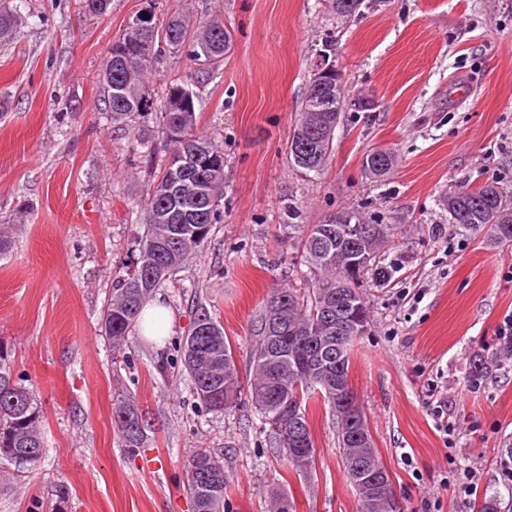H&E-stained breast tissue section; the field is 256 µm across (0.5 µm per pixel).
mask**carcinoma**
Here are the masks:
<instances>
[{
	"label": "carcinoma",
	"instance_id": "1",
	"mask_svg": "<svg viewBox=\"0 0 512 512\" xmlns=\"http://www.w3.org/2000/svg\"><path fill=\"white\" fill-rule=\"evenodd\" d=\"M109 0H79V11L87 17H100ZM157 33L123 30L122 41L140 45L143 56L128 61L108 48L102 69L105 111L114 122H129L146 107L145 81L155 73L158 59L167 53L179 54L195 72L204 74L196 80L192 104L187 108L168 109L171 92L186 88L179 77L166 80L161 118L167 138L174 144L169 158L161 166L143 200L139 221L144 233L138 242L139 258L112 282V292L103 310L102 333L112 342V350L123 352L138 327L141 310L149 295L166 275L176 270L193 253L204 248L214 224L219 220L218 201L224 196V150L205 132L197 130L196 102L200 88L208 85L224 66L226 39L232 38L224 21L218 17L194 20L176 8L163 17L154 18ZM19 18L10 9L0 8V37L16 33ZM334 99L328 86L311 77L306 88L303 108L294 133H312L310 141L313 166L304 168L295 161L293 149L287 148L291 166L300 173L317 172L333 149L336 114L344 104L341 76L334 78ZM186 140L206 144L212 162L195 173L178 177L172 173L175 158ZM396 163L390 148L376 149L365 156L363 169L373 179L386 175ZM201 182L213 203L203 221H191L179 210L180 201L191 192L192 184ZM453 223L473 230L485 229L497 244L512 243V195L497 183L478 188H455L443 198ZM387 228L371 224L360 213L344 211L331 216L324 224H313L298 242V250L308 268L312 289L302 298L291 287L277 288L264 304L256 328L257 340L250 353V372L242 376L234 348L224 328L204 308L197 310L194 321L180 345V360L192 381L193 393L209 412L226 413L237 407L242 391L249 393L263 429L277 447L286 453L295 470L309 472L315 465L316 446L309 428L310 405L323 402L332 406L331 396L319 393L325 375L341 376L349 385L350 355L341 366L321 359L313 343L320 336H333L336 327L324 319V309L336 307V278H348L350 293L356 294L362 321L369 323V311L359 291L361 278L369 277L379 287L387 285L398 265L387 256ZM298 405L303 423L307 451L293 452L291 432L283 428L285 402ZM337 418V440L342 462L356 453L343 438L346 420ZM112 419L120 433L122 447L128 453L142 447L145 425L129 399L113 403ZM40 410L34 391L14 382L13 364L8 350L0 348V461L18 466H36L43 452ZM227 476L224 464L211 452L199 448L189 459L187 492L194 512H221Z\"/></svg>",
	"mask_w": 512,
	"mask_h": 512
}]
</instances>
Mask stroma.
Here are the masks:
<instances>
[{
  "label": "stroma",
  "instance_id": "obj_1",
  "mask_svg": "<svg viewBox=\"0 0 512 512\" xmlns=\"http://www.w3.org/2000/svg\"><path fill=\"white\" fill-rule=\"evenodd\" d=\"M168 2L110 0L89 19L75 0H0L26 18L16 38H0V232L12 241L0 255V345L41 403L44 436L35 468L0 464V512H192L184 486L199 448L224 463V512H269L279 494L292 512H359L329 409L308 412L316 463L298 474L248 400L226 415L200 407L178 352L203 307L247 367L273 290L309 288L289 225L344 210L391 226L400 265L387 287L362 283L370 325L350 372L396 512L511 503L512 360L500 351L512 245L460 229L440 200L459 185L512 190V0H364L348 19L327 0H181L194 18L220 16L233 36L197 111L224 150L222 220L153 292L169 311L168 336L136 335L116 360L102 309L138 254L151 166L171 149L164 79L189 67L164 55L145 112L126 124L103 110L101 72L128 17ZM328 36L345 97L370 108L342 113L322 170L305 175L287 144ZM139 138L153 159L133 150ZM381 148L397 163L375 181L362 160ZM480 357L488 369L476 378ZM121 395L145 420L133 457L112 422Z\"/></svg>",
  "mask_w": 512,
  "mask_h": 512
}]
</instances>
